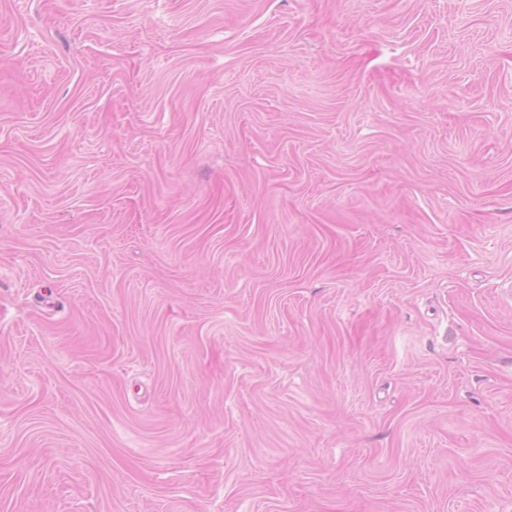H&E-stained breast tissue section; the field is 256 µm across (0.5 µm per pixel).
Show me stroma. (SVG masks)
I'll return each instance as SVG.
<instances>
[{
    "mask_svg": "<svg viewBox=\"0 0 512 512\" xmlns=\"http://www.w3.org/2000/svg\"><path fill=\"white\" fill-rule=\"evenodd\" d=\"M0 512H512V0H0Z\"/></svg>",
    "mask_w": 512,
    "mask_h": 512,
    "instance_id": "obj_1",
    "label": "stroma"
}]
</instances>
